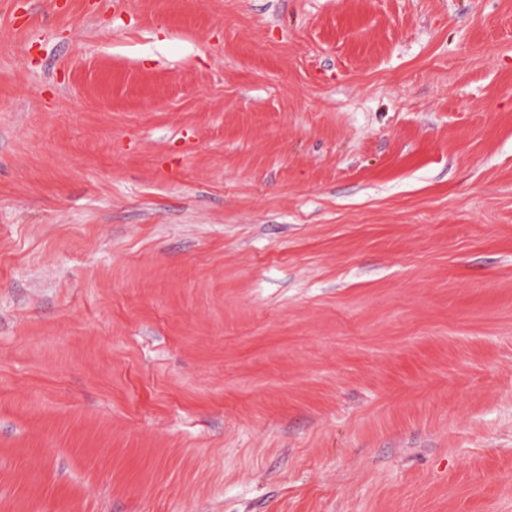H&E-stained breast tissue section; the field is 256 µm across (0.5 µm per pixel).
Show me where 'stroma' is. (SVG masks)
Here are the masks:
<instances>
[{
  "label": "stroma",
  "instance_id": "stroma-1",
  "mask_svg": "<svg viewBox=\"0 0 512 512\" xmlns=\"http://www.w3.org/2000/svg\"><path fill=\"white\" fill-rule=\"evenodd\" d=\"M0 512H512V0H0Z\"/></svg>",
  "mask_w": 512,
  "mask_h": 512
}]
</instances>
